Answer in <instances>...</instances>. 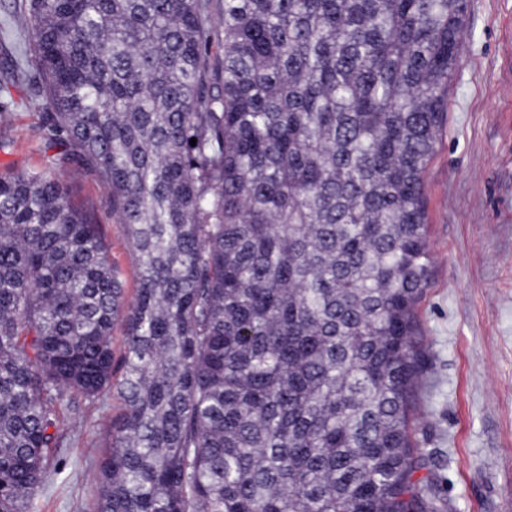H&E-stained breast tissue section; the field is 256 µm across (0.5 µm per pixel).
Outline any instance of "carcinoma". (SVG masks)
<instances>
[{"mask_svg": "<svg viewBox=\"0 0 512 512\" xmlns=\"http://www.w3.org/2000/svg\"><path fill=\"white\" fill-rule=\"evenodd\" d=\"M25 10L68 172L0 176V512L112 389L93 512H443L415 478L416 308L466 0ZM87 166L131 298L68 195ZM66 182L73 201L98 224H103L112 263L125 283L127 294L132 296L136 287L134 258L127 247L124 226L112 219L110 199L97 173L87 167L80 175L67 177Z\"/></svg>", "mask_w": 512, "mask_h": 512, "instance_id": "1", "label": "carcinoma"}]
</instances>
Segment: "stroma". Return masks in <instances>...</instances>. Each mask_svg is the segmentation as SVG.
I'll list each match as a JSON object with an SVG mask.
<instances>
[{
  "label": "stroma",
  "mask_w": 512,
  "mask_h": 512,
  "mask_svg": "<svg viewBox=\"0 0 512 512\" xmlns=\"http://www.w3.org/2000/svg\"><path fill=\"white\" fill-rule=\"evenodd\" d=\"M15 0H0V174L45 168L41 83ZM512 0H467L466 35L448 89V121L425 174L431 277L419 307L425 367L416 393L421 476L454 512H512ZM104 227L112 262L134 291L135 263L97 173L67 181ZM107 394L64 415L31 512H91L92 477L109 443Z\"/></svg>",
  "instance_id": "obj_1"
}]
</instances>
